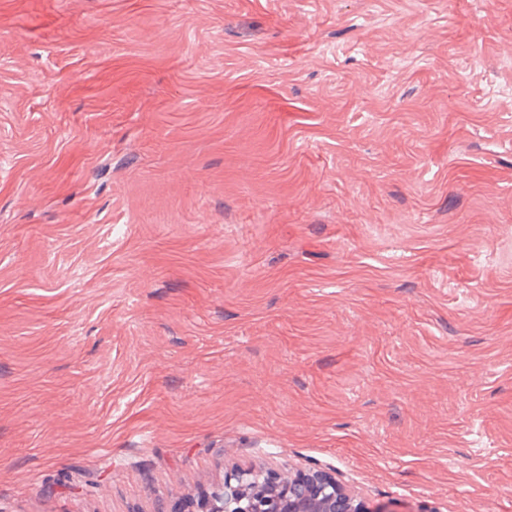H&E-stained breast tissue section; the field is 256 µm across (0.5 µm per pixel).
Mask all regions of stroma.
Segmentation results:
<instances>
[{
	"mask_svg": "<svg viewBox=\"0 0 512 512\" xmlns=\"http://www.w3.org/2000/svg\"><path fill=\"white\" fill-rule=\"evenodd\" d=\"M316 466L512 512V0H0V512Z\"/></svg>",
	"mask_w": 512,
	"mask_h": 512,
	"instance_id": "stroma-1",
	"label": "stroma"
}]
</instances>
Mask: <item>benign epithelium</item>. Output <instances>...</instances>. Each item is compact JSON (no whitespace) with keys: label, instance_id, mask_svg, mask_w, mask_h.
Segmentation results:
<instances>
[{"label":"benign epithelium","instance_id":"1","mask_svg":"<svg viewBox=\"0 0 512 512\" xmlns=\"http://www.w3.org/2000/svg\"><path fill=\"white\" fill-rule=\"evenodd\" d=\"M220 497L221 512H382L320 468L282 479L242 469L224 481Z\"/></svg>","mask_w":512,"mask_h":512}]
</instances>
